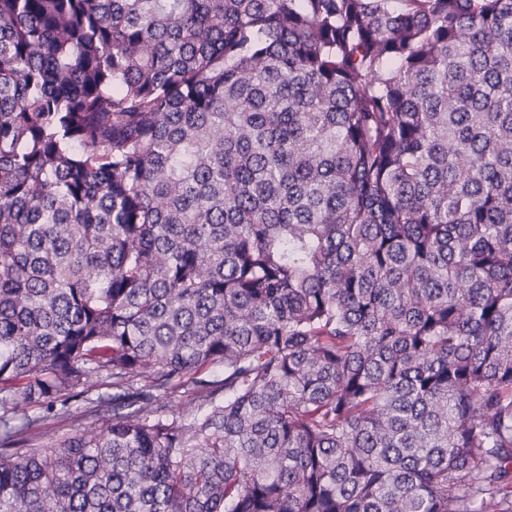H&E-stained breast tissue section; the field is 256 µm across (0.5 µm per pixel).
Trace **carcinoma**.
I'll list each match as a JSON object with an SVG mask.
<instances>
[{
    "instance_id": "obj_1",
    "label": "carcinoma",
    "mask_w": 512,
    "mask_h": 512,
    "mask_svg": "<svg viewBox=\"0 0 512 512\" xmlns=\"http://www.w3.org/2000/svg\"><path fill=\"white\" fill-rule=\"evenodd\" d=\"M0 512H512V0H0ZM61 416V417H59ZM58 417H51L45 421L42 427V438L40 441H52L60 437L62 434L72 432L76 428H80L79 424H87L91 421L90 414H87L80 420V417L59 415Z\"/></svg>"
}]
</instances>
